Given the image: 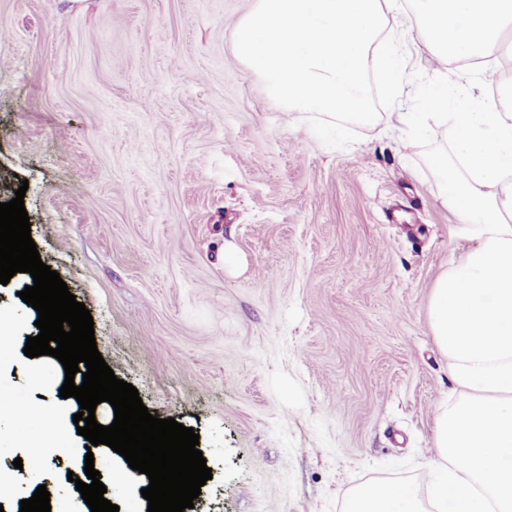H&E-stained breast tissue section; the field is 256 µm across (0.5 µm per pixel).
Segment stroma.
I'll return each instance as SVG.
<instances>
[{
	"instance_id": "obj_1",
	"label": "stroma",
	"mask_w": 512,
	"mask_h": 512,
	"mask_svg": "<svg viewBox=\"0 0 512 512\" xmlns=\"http://www.w3.org/2000/svg\"><path fill=\"white\" fill-rule=\"evenodd\" d=\"M255 0H0V202L24 206L43 263L94 322L98 351L150 414L193 428L212 473L190 512H343L371 483L427 497L423 464L452 389L427 306L468 245L428 162L429 122L405 152L396 108L323 146L238 57ZM15 274L19 322L0 357V423L60 377L23 349L37 311ZM85 438L42 471L14 467L0 512L37 486L71 512ZM119 512H148L147 478L94 459Z\"/></svg>"
}]
</instances>
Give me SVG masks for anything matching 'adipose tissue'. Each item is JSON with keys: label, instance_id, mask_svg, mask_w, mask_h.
Returning a JSON list of instances; mask_svg holds the SVG:
<instances>
[{"label": "adipose tissue", "instance_id": "1", "mask_svg": "<svg viewBox=\"0 0 512 512\" xmlns=\"http://www.w3.org/2000/svg\"><path fill=\"white\" fill-rule=\"evenodd\" d=\"M424 112H401L402 125L435 119L454 131L451 153L429 160L438 199L473 233L459 260L437 279L428 321L458 398L435 417L425 470L431 501L410 487L377 483L352 496L345 512H512V109L494 104L459 111L435 83ZM54 401L17 413L11 438L55 447L70 426Z\"/></svg>", "mask_w": 512, "mask_h": 512}]
</instances>
